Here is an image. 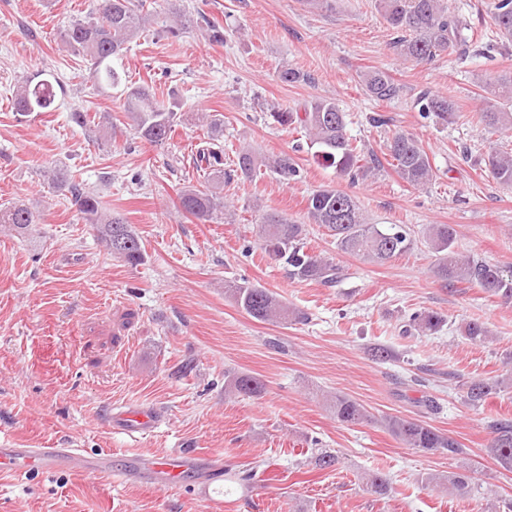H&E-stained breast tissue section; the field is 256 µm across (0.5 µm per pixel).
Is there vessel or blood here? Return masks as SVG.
I'll list each match as a JSON object with an SVG mask.
<instances>
[{"instance_id": "obj_1", "label": "vessel or blood", "mask_w": 512, "mask_h": 512, "mask_svg": "<svg viewBox=\"0 0 512 512\" xmlns=\"http://www.w3.org/2000/svg\"><path fill=\"white\" fill-rule=\"evenodd\" d=\"M113 424L133 435L153 428L155 419L150 411L128 410L115 415ZM192 461V456L171 452L139 459L138 464L150 483L174 488L181 484ZM72 467L106 474L112 470V461L110 455L88 456L80 448H0L1 473L30 475Z\"/></svg>"}]
</instances>
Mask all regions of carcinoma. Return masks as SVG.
<instances>
[{
  "mask_svg": "<svg viewBox=\"0 0 512 512\" xmlns=\"http://www.w3.org/2000/svg\"><path fill=\"white\" fill-rule=\"evenodd\" d=\"M383 18L397 33L392 42L394 52L406 61H431L452 52L458 46L462 32L469 27L465 17L453 12L448 0H379ZM151 11L147 0H88L84 16L72 21L64 34V44L88 62V75L97 84L107 86L121 82L112 68V60L123 55L127 44L141 35L149 23ZM492 20L500 38L512 42V0H497ZM365 91L373 98L385 101L397 95L398 87L391 76L380 71L362 74ZM63 91L59 78L50 73L37 72L17 80L13 107L20 116L47 112ZM493 94L501 106H489L482 112V121L488 126L512 129V76L497 79ZM124 113L127 125L139 137L154 145L170 139L176 126V104L160 100L146 85H130L123 90ZM419 111L434 114L446 123L453 116L454 106L448 98L431 93L417 101ZM273 123L281 127L298 124L303 127L310 145L318 147L313 158L326 167H332L341 177L351 181L366 179L379 172L380 161H364L361 151L347 133L346 115L332 98H316L302 110L271 106L268 112ZM207 127L206 146L197 151L196 167L203 172V181L188 185L179 194V207L196 221L216 223L224 218V183L239 177L251 178L265 168L285 181L300 176V167L292 155H261L243 148L236 162L224 166V149L220 144L224 121L218 114H204ZM385 149L393 160L395 173L413 187H424L433 178V166L425 148L414 136L395 133L387 140ZM489 173L497 183L512 186V153L492 151L487 157ZM47 178L56 188L71 196L77 220L92 224L113 257L130 266L144 260L141 240L131 225L120 216L103 209L99 197L83 188L65 172L52 170ZM307 218L311 224L327 228L336 240V248L344 253L360 256L383 264L412 249L413 239L403 224H373L364 215L357 201L349 194L333 188L315 191L307 201ZM35 223L34 213L23 204L0 209V224L26 229ZM259 233L263 249L283 262L288 275L298 281H316L332 287L343 278V268L330 257L311 254L306 249L305 225L296 224L283 215L264 213L259 218ZM428 239L437 254L433 273L439 279L467 282L484 292L512 301V270L500 267L470 255L461 256L453 250L455 230L450 224H432ZM235 303L251 318L260 322L300 321L303 314L291 310L265 288L247 283L224 286ZM444 316L434 311L418 310L409 316V326L420 335L439 331ZM463 335L475 342H484L489 336L487 327L478 321H469L462 328ZM507 386L503 379H473L465 385V402L472 406ZM224 387L231 393L256 395L264 384L247 375H227ZM336 419L347 425L368 421L365 407L346 396H338L333 404ZM391 433L409 448L429 454L455 456L464 448L455 439L423 422L402 417L387 420ZM492 438L487 454L504 470L512 472V421L494 419L489 422ZM448 491L471 505L470 512H499L500 499L492 492L481 491L475 475L455 474L448 477Z\"/></svg>",
  "mask_w": 512,
  "mask_h": 512,
  "instance_id": "obj_1",
  "label": "carcinoma"
}]
</instances>
